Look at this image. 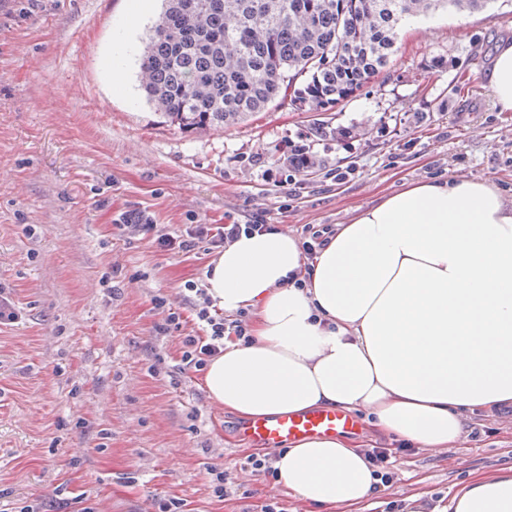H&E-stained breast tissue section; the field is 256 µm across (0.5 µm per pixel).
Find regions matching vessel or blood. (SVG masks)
I'll list each match as a JSON object with an SVG mask.
<instances>
[{
	"label": "vessel or blood",
	"mask_w": 512,
	"mask_h": 512,
	"mask_svg": "<svg viewBox=\"0 0 512 512\" xmlns=\"http://www.w3.org/2000/svg\"><path fill=\"white\" fill-rule=\"evenodd\" d=\"M355 416L336 409H314L242 421L236 428L239 440L262 449L284 448L315 437L356 433Z\"/></svg>",
	"instance_id": "obj_1"
}]
</instances>
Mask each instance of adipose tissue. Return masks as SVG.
<instances>
[{
    "instance_id": "adipose-tissue-1",
    "label": "adipose tissue",
    "mask_w": 512,
    "mask_h": 512,
    "mask_svg": "<svg viewBox=\"0 0 512 512\" xmlns=\"http://www.w3.org/2000/svg\"><path fill=\"white\" fill-rule=\"evenodd\" d=\"M512 112V43L487 73ZM298 240L243 236L206 275L225 312L250 309L248 343H226L208 396L251 419L365 409L373 428L449 448L466 416L512 406V204L476 180L434 179L383 197L339 225L309 279ZM278 484L325 508L368 499L376 479L342 437H318L274 463ZM453 512H512V468L462 486Z\"/></svg>"
}]
</instances>
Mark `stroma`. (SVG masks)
I'll use <instances>...</instances> for the list:
<instances>
[{
    "instance_id": "stroma-1",
    "label": "stroma",
    "mask_w": 512,
    "mask_h": 512,
    "mask_svg": "<svg viewBox=\"0 0 512 512\" xmlns=\"http://www.w3.org/2000/svg\"><path fill=\"white\" fill-rule=\"evenodd\" d=\"M158 0H0V512L25 501L75 512H259L270 499L309 512L278 483L242 469L237 415L202 375L177 368L179 340L156 333L151 299L181 305L211 256L155 238L182 225L265 212L280 231L347 224L404 185L464 178L512 202V112L486 79L512 40V6L404 26L390 63L329 112L283 104L246 123L189 133L162 123L139 87ZM316 164L295 196L263 172L286 169L289 142ZM139 209L154 232L113 221ZM363 447L397 449L378 499L448 512L455 492L512 467V413L452 448L402 451L358 411ZM232 492L217 501L208 472ZM377 499V500H378Z\"/></svg>"
}]
</instances>
